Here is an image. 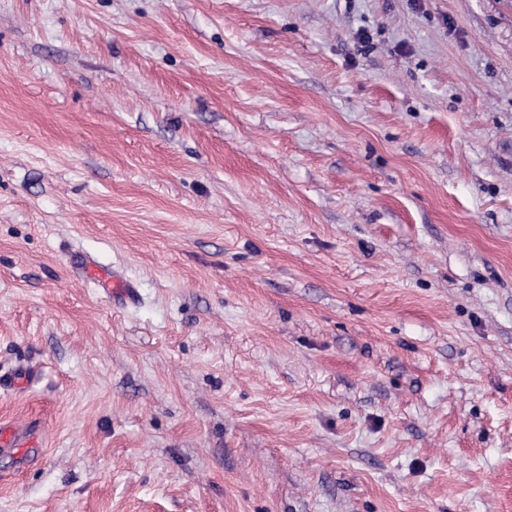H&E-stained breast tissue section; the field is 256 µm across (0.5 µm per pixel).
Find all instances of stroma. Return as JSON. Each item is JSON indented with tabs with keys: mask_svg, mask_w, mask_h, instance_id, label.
<instances>
[{
	"mask_svg": "<svg viewBox=\"0 0 512 512\" xmlns=\"http://www.w3.org/2000/svg\"><path fill=\"white\" fill-rule=\"evenodd\" d=\"M0 422V512H512V0H0ZM82 275L103 288V293L114 302L133 299L136 294L133 284L119 272L104 271L94 262L90 261L84 265ZM37 431L27 426L9 424L0 425V449L13 451L17 458L25 455V448H34L38 445Z\"/></svg>",
	"mask_w": 512,
	"mask_h": 512,
	"instance_id": "1",
	"label": "stroma"
}]
</instances>
